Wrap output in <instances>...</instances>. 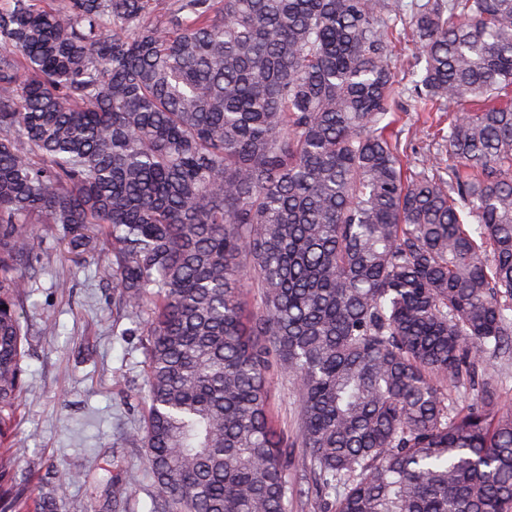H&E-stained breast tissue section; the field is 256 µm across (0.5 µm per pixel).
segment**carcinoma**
Returning a JSON list of instances; mask_svg holds the SVG:
<instances>
[{"label":"carcinoma","mask_w":512,"mask_h":512,"mask_svg":"<svg viewBox=\"0 0 512 512\" xmlns=\"http://www.w3.org/2000/svg\"><path fill=\"white\" fill-rule=\"evenodd\" d=\"M157 2L0 0V512H49L10 452L40 223L105 236L146 336L154 512H290V447L331 512H512L479 372L512 353V0ZM404 99L455 108L418 169ZM271 406L277 419L278 427L289 440L295 434L299 417V402L289 390L285 381L275 379L271 387Z\"/></svg>","instance_id":"1"}]
</instances>
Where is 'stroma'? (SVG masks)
Instances as JSON below:
<instances>
[{
  "label": "stroma",
  "instance_id": "stroma-1",
  "mask_svg": "<svg viewBox=\"0 0 512 512\" xmlns=\"http://www.w3.org/2000/svg\"><path fill=\"white\" fill-rule=\"evenodd\" d=\"M41 257L26 277L23 366L30 391L21 398L13 452L19 481L50 491L63 469L74 479L57 512H113L111 487L126 488L123 512H149L145 450L129 433L146 395L145 338L119 300L99 255L77 270L62 227L37 224ZM72 287H63V280Z\"/></svg>",
  "mask_w": 512,
  "mask_h": 512
}]
</instances>
